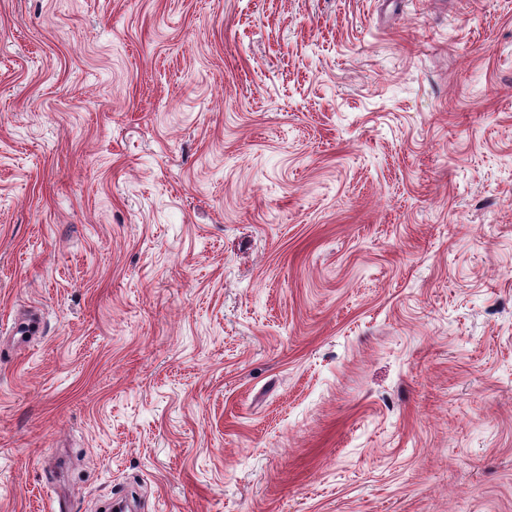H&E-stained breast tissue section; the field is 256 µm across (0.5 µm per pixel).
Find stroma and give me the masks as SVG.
Here are the masks:
<instances>
[{"label": "stroma", "mask_w": 512, "mask_h": 512, "mask_svg": "<svg viewBox=\"0 0 512 512\" xmlns=\"http://www.w3.org/2000/svg\"><path fill=\"white\" fill-rule=\"evenodd\" d=\"M57 497L512 512V0H0V512Z\"/></svg>", "instance_id": "obj_1"}]
</instances>
